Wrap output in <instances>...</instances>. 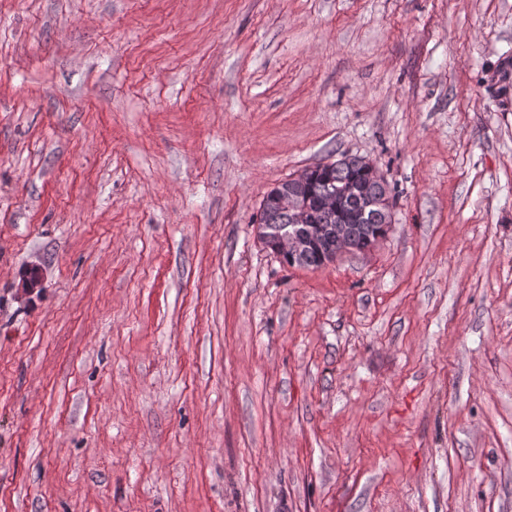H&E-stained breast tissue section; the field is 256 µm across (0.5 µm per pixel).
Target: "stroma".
Returning <instances> with one entry per match:
<instances>
[{
    "label": "stroma",
    "instance_id": "35a3bbf8",
    "mask_svg": "<svg viewBox=\"0 0 512 512\" xmlns=\"http://www.w3.org/2000/svg\"><path fill=\"white\" fill-rule=\"evenodd\" d=\"M0 512H512V0H0ZM358 158L357 156H343L331 165L316 164L305 169L306 173L302 178H293L292 176L272 187L264 195L260 206L257 236L261 243L274 252L273 242L282 226L299 224L308 228L312 224L324 227L335 224L332 230L327 231L329 239L336 241V251H332L330 256V259L334 261L339 254L352 251L345 232V224H348L349 236L357 251H362L370 241L375 239L377 233L387 234L393 207L387 184L379 182L384 181V177L372 161ZM358 161L370 171L375 179L362 173ZM353 180L358 181L360 188L357 199L349 200V198L337 196L334 208L317 209L305 220L298 219L297 214L294 213L308 208V201H302L299 198L314 199L322 195L336 196V189L339 186L349 184ZM288 193L292 195L281 199L283 194ZM280 199L284 207L294 212L288 213L284 210L281 207ZM383 199L387 201L386 206L380 204ZM318 225H316L317 232H320L321 228ZM316 236L317 233L312 230L301 232L290 229L279 237L276 250L280 254H299L313 244V239ZM329 239L325 238L316 247L308 249L293 259L284 261L289 266L321 268L330 262L327 253L332 242Z\"/></svg>",
    "mask_w": 512,
    "mask_h": 512
}]
</instances>
